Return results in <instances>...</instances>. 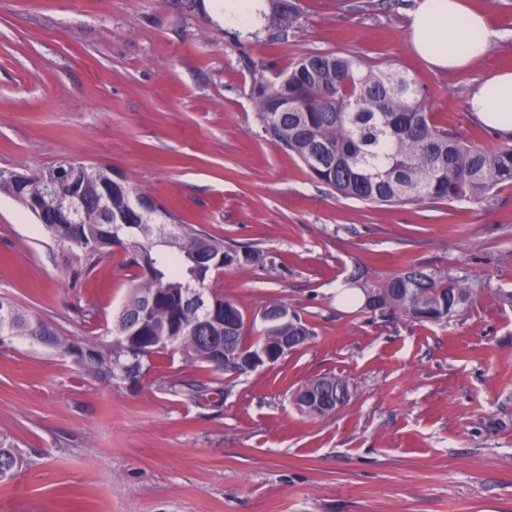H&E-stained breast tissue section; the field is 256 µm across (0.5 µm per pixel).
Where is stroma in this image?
<instances>
[{"label":"stroma","mask_w":512,"mask_h":512,"mask_svg":"<svg viewBox=\"0 0 512 512\" xmlns=\"http://www.w3.org/2000/svg\"><path fill=\"white\" fill-rule=\"evenodd\" d=\"M286 47L238 48L187 0H0V169L98 164L144 187L182 223L265 249L210 288L254 319L279 300L314 325L301 350L212 383L175 351L140 380L92 375L15 337L0 345V436L23 463L0 512H512V187L475 204L370 208L332 195L262 136L244 56L286 68L352 50L403 70L438 123L483 147L466 108L484 76L512 69V0H475L501 37L443 72L412 50L413 0H298ZM424 261L469 278L466 313L442 325L390 319L336 293ZM74 253L0 194V295L78 342L105 338L135 269L122 251L80 282ZM347 380L350 400L309 419L305 380Z\"/></svg>","instance_id":"obj_1"}]
</instances>
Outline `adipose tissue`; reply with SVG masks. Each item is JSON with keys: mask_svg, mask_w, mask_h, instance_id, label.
<instances>
[{"mask_svg": "<svg viewBox=\"0 0 512 512\" xmlns=\"http://www.w3.org/2000/svg\"><path fill=\"white\" fill-rule=\"evenodd\" d=\"M206 11L228 29L242 32L261 25V0H204ZM474 0H415L408 39L414 51L439 70H455L486 56L499 39ZM467 110L486 126L512 134V70L479 80Z\"/></svg>", "mask_w": 512, "mask_h": 512, "instance_id": "ef3b65f1", "label": "adipose tissue"}]
</instances>
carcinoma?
I'll return each instance as SVG.
<instances>
[{"label": "carcinoma", "mask_w": 512, "mask_h": 512, "mask_svg": "<svg viewBox=\"0 0 512 512\" xmlns=\"http://www.w3.org/2000/svg\"><path fill=\"white\" fill-rule=\"evenodd\" d=\"M301 18L297 0H269L266 22L255 32L224 30L234 45L284 47ZM251 75L250 97L267 140L298 160L308 177L337 196L374 206H418L425 203L480 202L512 186V146L484 149L432 118L425 93L407 73L364 62L356 53L316 52L297 56L286 69L268 77L262 62L245 60ZM79 177L73 192L82 200L72 224H57L45 214L43 230L80 252L71 276L88 277L112 250H123L126 266L137 270L132 293L116 317L112 340L75 343L42 317L0 296V344L26 336L62 353L91 373L119 370L132 381L149 370L151 357L172 349L186 364L205 365L226 377L242 375L235 358L246 338L239 305L211 288L204 289L208 310L195 305L186 288L193 278L207 281L217 269L264 266V250L238 245L208 231L180 223L158 207L145 215L131 213L129 195L149 196L127 180V190L107 199L102 186L109 170L67 160ZM53 182L48 171L20 180L0 170V194L22 206L38 202ZM377 295L368 308L417 323L441 324L464 313L473 298L467 279L450 269L411 264L361 287ZM256 343L277 336H296L306 346L314 327L279 300L265 306ZM346 404L348 383L335 376L304 381L293 393L294 405L306 416L326 412L313 399L319 394ZM21 457L13 442L0 438V482L14 477Z\"/></svg>", "instance_id": "cac0c4a2"}]
</instances>
